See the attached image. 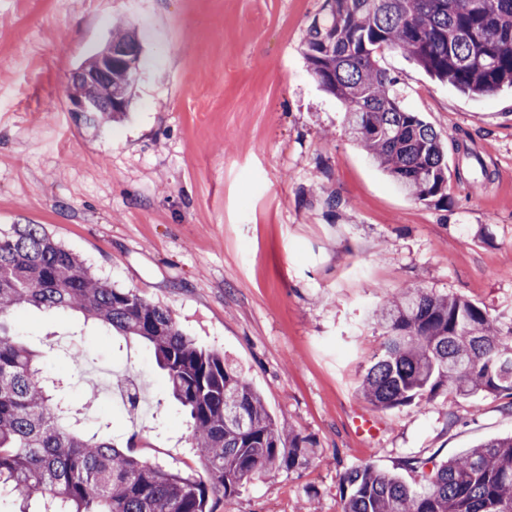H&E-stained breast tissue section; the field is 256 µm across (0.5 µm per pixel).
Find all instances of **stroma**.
I'll use <instances>...</instances> for the list:
<instances>
[{
	"label": "stroma",
	"mask_w": 512,
	"mask_h": 512,
	"mask_svg": "<svg viewBox=\"0 0 512 512\" xmlns=\"http://www.w3.org/2000/svg\"><path fill=\"white\" fill-rule=\"evenodd\" d=\"M323 0H0V229L40 224L100 278L167 309L197 346L226 355L271 416L307 441L302 464L255 476L214 512H341L344 475L367 465L414 482L512 434L507 399L445 395L382 410L359 385L383 340L374 317L425 288L512 324V88L471 96L384 51L410 111L439 134L446 205L401 192L348 139L346 114L303 49ZM135 32L141 72L121 120L72 109L71 78L115 26ZM336 205H329V198ZM65 392L90 402L82 430L132 455L203 475L186 418L145 342L75 312L28 308L13 323ZM138 375L134 412L103 371ZM367 413L377 434L359 437Z\"/></svg>",
	"instance_id": "stroma-1"
}]
</instances>
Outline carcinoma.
I'll return each instance as SVG.
<instances>
[{
	"label": "carcinoma",
	"instance_id": "1",
	"mask_svg": "<svg viewBox=\"0 0 512 512\" xmlns=\"http://www.w3.org/2000/svg\"><path fill=\"white\" fill-rule=\"evenodd\" d=\"M385 49L472 95L512 87V0H324L304 54L318 84L341 101L352 141L419 202H448V160L436 131L402 105L378 65ZM116 54L140 51L112 36ZM133 84L124 72L99 83L112 115L125 113ZM81 313L124 337L144 340L187 415V443L208 480L172 472L85 434L60 379L11 332L26 308ZM383 342L360 385L379 409L440 394L512 400V325L478 304L424 288L380 309ZM289 448H282L283 441ZM306 451L305 439L275 421L242 372L194 346L165 308L96 278L38 224L0 232V490L21 486L20 512H211L210 494L230 504L254 476ZM420 479L368 466L344 477L342 512H512V435L490 439Z\"/></svg>",
	"mask_w": 512,
	"mask_h": 512
}]
</instances>
